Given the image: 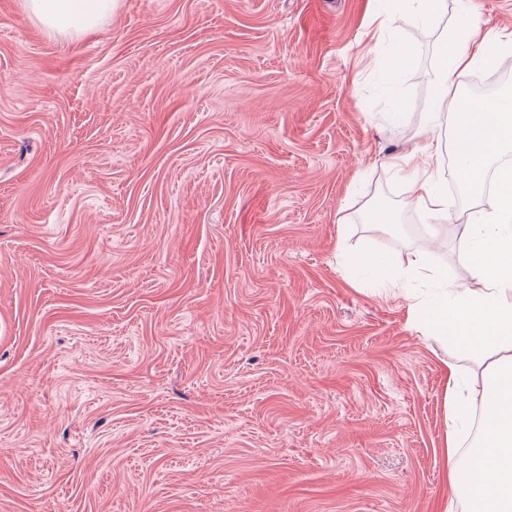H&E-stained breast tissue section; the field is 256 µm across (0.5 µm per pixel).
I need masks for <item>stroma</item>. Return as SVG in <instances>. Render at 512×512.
Segmentation results:
<instances>
[{"instance_id":"obj_1","label":"stroma","mask_w":512,"mask_h":512,"mask_svg":"<svg viewBox=\"0 0 512 512\" xmlns=\"http://www.w3.org/2000/svg\"><path fill=\"white\" fill-rule=\"evenodd\" d=\"M484 32L512 0H447ZM373 0H118L63 38L0 0V512H435L443 370L404 297L343 254L462 226L386 161L432 109L441 28L407 21L399 124ZM386 198L396 224L370 221Z\"/></svg>"}]
</instances>
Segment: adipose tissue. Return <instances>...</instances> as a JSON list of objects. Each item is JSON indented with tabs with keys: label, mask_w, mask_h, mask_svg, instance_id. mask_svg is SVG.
Returning a JSON list of instances; mask_svg holds the SVG:
<instances>
[{
	"label": "adipose tissue",
	"mask_w": 512,
	"mask_h": 512,
	"mask_svg": "<svg viewBox=\"0 0 512 512\" xmlns=\"http://www.w3.org/2000/svg\"><path fill=\"white\" fill-rule=\"evenodd\" d=\"M376 14L378 33L389 35L390 51L381 71V90L395 98L398 78L412 66L413 52L398 43L397 18L411 17L424 28L436 27L447 0H390ZM117 0H24L29 15L50 33L67 36L95 30L112 14ZM512 58V32L492 38L474 16L464 13L437 44V73L432 88L429 128L450 124V146L464 191L482 193L488 172H495L497 205L473 210L464 227L462 261L470 283L450 280L434 269L427 251H418L408 266L387 253L365 252L357 265L362 275L397 290L408 302L413 321L427 327L439 342L453 343L477 355L483 365L469 386H462L454 365L444 369L445 436L441 449L448 483L465 499L470 512H512V94L492 100L461 99L458 75L478 67L498 68ZM388 168L408 187L407 203L436 221L448 218V187L441 180L442 146L435 137L416 141L392 155ZM428 279L431 294L411 291ZM481 411L482 433L467 456L459 454V437Z\"/></svg>",
	"instance_id": "adipose-tissue-1"
}]
</instances>
